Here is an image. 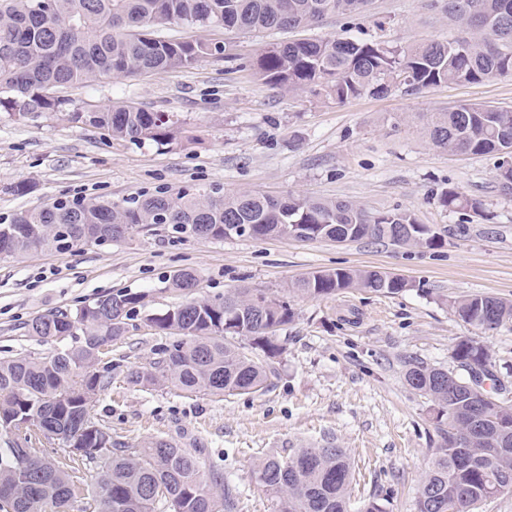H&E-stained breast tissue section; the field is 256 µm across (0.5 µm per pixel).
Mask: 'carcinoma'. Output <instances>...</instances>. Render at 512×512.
Listing matches in <instances>:
<instances>
[{"instance_id": "carcinoma-1", "label": "carcinoma", "mask_w": 512, "mask_h": 512, "mask_svg": "<svg viewBox=\"0 0 512 512\" xmlns=\"http://www.w3.org/2000/svg\"><path fill=\"white\" fill-rule=\"evenodd\" d=\"M371 0H0V112L26 120L60 112L74 123L100 129L114 140L168 146L184 135L170 116L133 103L71 111L61 88L137 73L186 68L224 54L217 43L169 39L163 24L247 33L293 31L329 15L351 21ZM448 16L455 35L444 40L392 44L361 38L289 39L265 45L249 63L265 83L290 94L310 92L343 103L394 90L415 94L441 83H481L512 75V0H428ZM425 136L439 151L499 158L512 148V108L465 103L435 112ZM501 190L512 192V167L495 165ZM439 201L451 211L488 219L484 204L454 188ZM414 214L371 212L351 201L288 194L201 189L170 197L158 191L142 199L57 200L0 224V254L72 250L88 243L120 242L140 229L163 224L177 234L213 240L286 238L300 225L313 241L346 235L398 248H417L428 226ZM198 281L180 269L165 289L187 295ZM413 287L383 280L378 270L336 268L313 272L288 285V293L328 298L351 290L394 295ZM246 286L214 298H194L149 318L159 335L175 328L178 343L157 349L146 369L131 370L129 383L143 388L171 383L189 393L257 394L275 373L282 353L276 331L294 321L290 303L272 298L256 309ZM140 296L101 295L75 313L50 311L27 325V335L51 345L41 357L0 358V512H70L75 475L46 456L40 437L83 450L95 473L92 512H238L239 499L224 483V468L204 469L188 449L155 437L128 447L90 414V405L112 386V366L99 365V348L136 328ZM467 324L494 330L512 324V301L469 294L452 301ZM67 336L72 343L59 340ZM453 358L467 378L408 357L404 378L433 405L440 442L425 471L414 512H477L499 493L512 492V397L487 348L462 339ZM24 430L32 458L9 439ZM353 464L332 443L267 456L254 469L256 483L275 498L277 512H349Z\"/></svg>"}]
</instances>
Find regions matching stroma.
I'll return each instance as SVG.
<instances>
[{
  "mask_svg": "<svg viewBox=\"0 0 512 512\" xmlns=\"http://www.w3.org/2000/svg\"><path fill=\"white\" fill-rule=\"evenodd\" d=\"M449 29L424 0H375L368 15L352 22L330 16L301 35L407 43L441 39ZM160 32L224 44L227 56L122 80L102 78L60 94L75 109L132 102L169 113L195 131L196 141L138 145L59 114L16 122L2 113L0 224L59 198L120 202L158 189L176 196L213 187L352 200L373 212L408 210L438 232L443 245L201 240L151 227L118 243L35 251L0 260V358L46 354L47 346L28 336L25 324L102 294H140L145 314L181 303V296L165 291L164 281L182 268L198 274L199 297L244 285L281 297L292 280L323 269L397 274L411 282V290L291 297L296 316L283 329L278 375L261 394H190L170 384H129L127 369L148 367L156 348L168 342L140 326L112 343V387L96 398L91 413L128 445L161 437L196 452L203 464H222L240 499L239 512H276L254 478L259 457L290 455L326 439L359 465L353 512L375 496L386 499L388 512H414L439 436L430 402L405 382L404 358L452 371L453 348L469 337L488 348L498 376L512 389V327L485 331L451 307L468 294L512 300V195L495 179L494 158L430 147L420 133L422 117L460 103L512 108V76L339 104L309 92L290 95L236 67L235 58L255 56L280 32L238 35L186 24ZM19 184L25 192H16ZM448 187L482 200L488 219H467L442 207L438 196Z\"/></svg>",
  "mask_w": 512,
  "mask_h": 512,
  "instance_id": "obj_1",
  "label": "stroma"
}]
</instances>
